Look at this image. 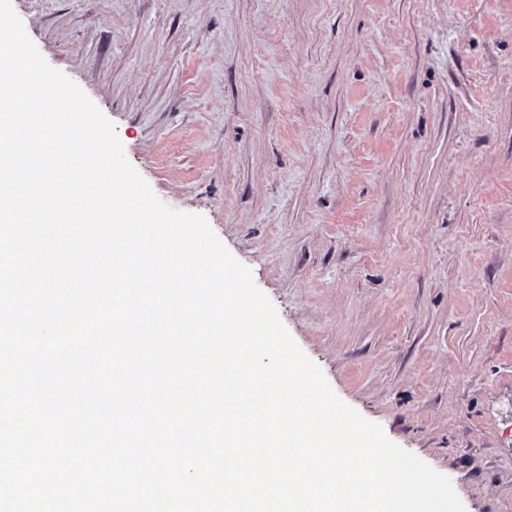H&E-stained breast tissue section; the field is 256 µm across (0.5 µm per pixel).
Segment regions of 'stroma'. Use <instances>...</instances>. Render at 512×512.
I'll list each match as a JSON object with an SVG mask.
<instances>
[{
	"label": "stroma",
	"instance_id": "35a3bbf8",
	"mask_svg": "<svg viewBox=\"0 0 512 512\" xmlns=\"http://www.w3.org/2000/svg\"><path fill=\"white\" fill-rule=\"evenodd\" d=\"M335 394L512 512V0H13Z\"/></svg>",
	"mask_w": 512,
	"mask_h": 512
}]
</instances>
